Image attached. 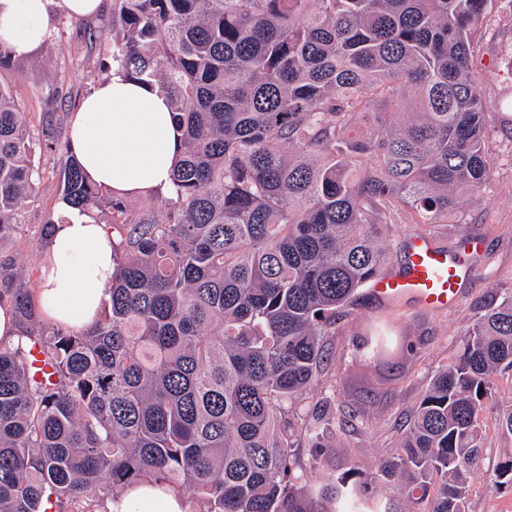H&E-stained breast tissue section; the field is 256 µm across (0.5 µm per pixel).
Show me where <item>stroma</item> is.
Segmentation results:
<instances>
[{"label": "stroma", "instance_id": "obj_1", "mask_svg": "<svg viewBox=\"0 0 512 512\" xmlns=\"http://www.w3.org/2000/svg\"><path fill=\"white\" fill-rule=\"evenodd\" d=\"M486 27L488 35L477 55L476 68L484 94L501 104L490 122V181L479 200L461 198L457 222L429 227L410 223L400 214L384 232V243L396 261L403 256L406 239L416 234L430 237L454 255L463 254L473 241L482 242L483 249L469 261L462 299L452 308L431 311L409 300L385 306L368 290H361L340 330L327 339L330 359L323 374L293 403L289 415L290 421L297 422L323 409L333 413L348 410L361 390H368L367 430L344 433L333 425L325 429V444L335 448L325 472H338L351 455L363 470H370L376 458L387 451L396 425L411 413L431 377L454 362L475 306L494 294H512V21L494 15L487 19ZM111 70L112 0H103L100 11L89 18L52 14L48 42L30 54L15 56L11 68L0 70V84L10 87L33 140L44 139L50 131L64 141L70 134L71 113ZM35 161L41 182L21 212L16 238L5 247L23 268L32 289L38 284L45 247L41 226L59 201L60 169L54 154L36 155ZM374 326L394 336L417 332L427 338L422 352L407 363L400 379L391 383L363 375L355 360L361 336ZM492 395L483 421L488 442L485 463L489 466L512 453V438L503 436L497 425L499 412L512 408V371L493 376Z\"/></svg>", "mask_w": 512, "mask_h": 512}]
</instances>
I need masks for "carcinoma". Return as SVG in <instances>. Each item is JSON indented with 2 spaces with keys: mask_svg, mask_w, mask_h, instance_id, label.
<instances>
[{
  "mask_svg": "<svg viewBox=\"0 0 512 512\" xmlns=\"http://www.w3.org/2000/svg\"><path fill=\"white\" fill-rule=\"evenodd\" d=\"M501 2L112 0V65L164 94L182 133L162 208L89 182L67 143L35 145L0 85V248L40 182L38 149L60 159V199L119 235L109 305L80 333L44 322L0 258L20 328L0 344V512H106L143 481L192 512H467L491 378L512 370V298L480 307L372 471L350 456L310 483L293 438L322 466V418L280 426L388 263L382 227L400 212L446 224L481 197L499 104L472 64ZM422 345L371 335L359 361L393 380ZM489 484L512 488V454Z\"/></svg>",
  "mask_w": 512,
  "mask_h": 512,
  "instance_id": "cac0c4a2",
  "label": "carcinoma"
}]
</instances>
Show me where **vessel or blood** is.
<instances>
[{
	"mask_svg": "<svg viewBox=\"0 0 512 512\" xmlns=\"http://www.w3.org/2000/svg\"><path fill=\"white\" fill-rule=\"evenodd\" d=\"M466 265L423 237H409L404 263L382 271L371 292L381 303L396 304L411 299L426 309L439 310L456 305L462 294Z\"/></svg>",
	"mask_w": 512,
	"mask_h": 512,
	"instance_id": "1",
	"label": "vessel or blood"
}]
</instances>
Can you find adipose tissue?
Returning a JSON list of instances; mask_svg holds the SVG:
<instances>
[{"label":"adipose tissue","instance_id":"ef3b65f1","mask_svg":"<svg viewBox=\"0 0 512 512\" xmlns=\"http://www.w3.org/2000/svg\"><path fill=\"white\" fill-rule=\"evenodd\" d=\"M102 0H0V46L26 55L43 45L50 17L96 13ZM70 144L88 179L113 195L136 199L168 193L180 135L167 99L120 70L104 78L70 116ZM39 270L34 302L50 322L79 332L109 301L117 268L107 225L65 202ZM108 512H184L181 496L144 484L109 501Z\"/></svg>","mask_w":512,"mask_h":512}]
</instances>
